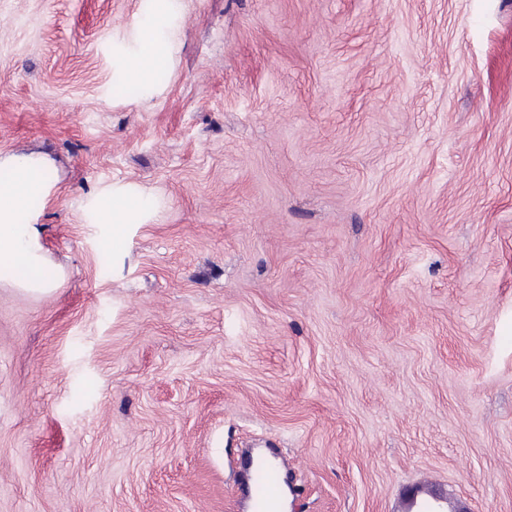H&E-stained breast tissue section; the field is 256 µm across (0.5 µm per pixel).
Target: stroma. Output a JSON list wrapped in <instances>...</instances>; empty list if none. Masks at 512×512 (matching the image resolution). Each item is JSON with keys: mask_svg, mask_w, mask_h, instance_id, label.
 Listing matches in <instances>:
<instances>
[{"mask_svg": "<svg viewBox=\"0 0 512 512\" xmlns=\"http://www.w3.org/2000/svg\"><path fill=\"white\" fill-rule=\"evenodd\" d=\"M152 6L0 0L57 277L0 279V512H246V447L284 512H512V0H177L131 93ZM155 11L147 20H137L135 58L153 64L167 61L174 44L173 36L166 31V23L175 8V0H156ZM154 207L153 199L143 192L123 186H112V191L100 194L94 204V224H111V243L119 249L126 230L134 224H144ZM250 479L255 488L250 512H274L277 501L284 495L283 460L274 448L247 451Z\"/></svg>", "mask_w": 512, "mask_h": 512, "instance_id": "stroma-1", "label": "stroma"}]
</instances>
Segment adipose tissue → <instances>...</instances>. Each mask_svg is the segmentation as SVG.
Segmentation results:
<instances>
[{
	"label": "adipose tissue",
	"mask_w": 512,
	"mask_h": 512,
	"mask_svg": "<svg viewBox=\"0 0 512 512\" xmlns=\"http://www.w3.org/2000/svg\"><path fill=\"white\" fill-rule=\"evenodd\" d=\"M174 8L175 0H155L153 16L136 21V61L127 70L129 81L148 83L149 64L169 59L174 38L166 23ZM0 167L11 173L9 179L0 181V271H15L14 285L22 292L48 293L54 281L40 273L44 257L37 238L32 234L21 236L20 230L27 222L29 198H45L51 193L53 184L46 176L50 165L37 155H8L0 158ZM153 206L150 196L123 186L100 194L94 204L96 221L110 225L111 243L116 249L123 244L127 229L144 223Z\"/></svg>",
	"instance_id": "ef3b65f1"
}]
</instances>
